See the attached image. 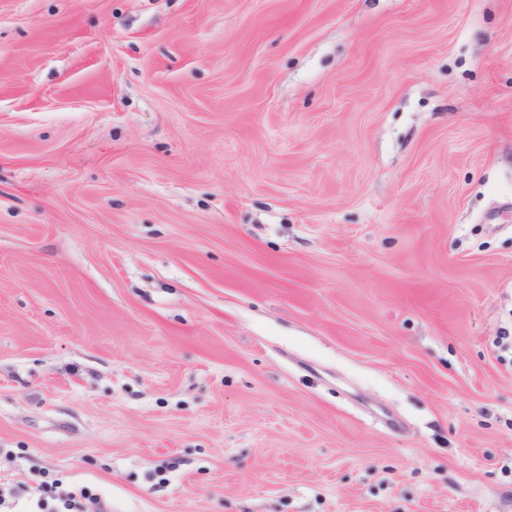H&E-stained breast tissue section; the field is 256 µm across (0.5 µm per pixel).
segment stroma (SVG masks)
Returning a JSON list of instances; mask_svg holds the SVG:
<instances>
[{
    "instance_id": "stroma-1",
    "label": "stroma",
    "mask_w": 512,
    "mask_h": 512,
    "mask_svg": "<svg viewBox=\"0 0 512 512\" xmlns=\"http://www.w3.org/2000/svg\"><path fill=\"white\" fill-rule=\"evenodd\" d=\"M512 512V0H0V490Z\"/></svg>"
}]
</instances>
